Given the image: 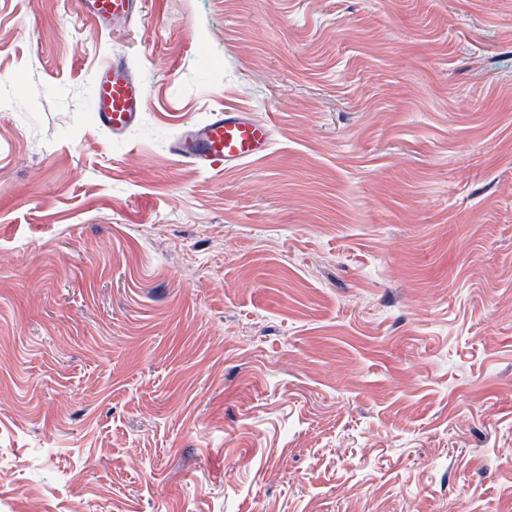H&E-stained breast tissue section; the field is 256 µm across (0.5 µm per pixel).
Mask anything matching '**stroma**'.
Instances as JSON below:
<instances>
[{
	"mask_svg": "<svg viewBox=\"0 0 512 512\" xmlns=\"http://www.w3.org/2000/svg\"><path fill=\"white\" fill-rule=\"evenodd\" d=\"M0 512H512V0H0ZM143 0H76L83 17L110 34L117 24L126 25L142 16ZM145 104L143 91L124 58H110L99 66L93 103L99 125L121 135L137 122ZM271 126L249 112L220 109L200 124L182 128L170 151L201 169H230L260 157L270 146Z\"/></svg>",
	"mask_w": 512,
	"mask_h": 512,
	"instance_id": "1",
	"label": "stroma"
}]
</instances>
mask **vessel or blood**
I'll use <instances>...</instances> for the list:
<instances>
[{"mask_svg":"<svg viewBox=\"0 0 512 512\" xmlns=\"http://www.w3.org/2000/svg\"><path fill=\"white\" fill-rule=\"evenodd\" d=\"M83 17L103 31L125 25L142 15V0H76ZM145 97L124 58L103 62L96 73L93 103L97 123L123 134L134 125L145 108ZM272 129L250 113L231 109L211 112L200 124L182 128L170 150L201 169H230L260 157L270 146Z\"/></svg>","mask_w":512,"mask_h":512,"instance_id":"vessel-or-blood-1","label":"vessel or blood"}]
</instances>
